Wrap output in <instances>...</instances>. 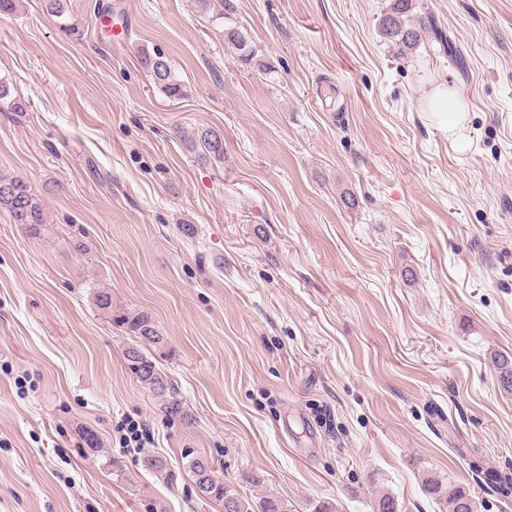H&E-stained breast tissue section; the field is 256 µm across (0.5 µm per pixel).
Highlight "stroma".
<instances>
[{"instance_id":"obj_1","label":"stroma","mask_w":512,"mask_h":512,"mask_svg":"<svg viewBox=\"0 0 512 512\" xmlns=\"http://www.w3.org/2000/svg\"><path fill=\"white\" fill-rule=\"evenodd\" d=\"M388 3L236 0L268 75L201 0L0 16V80L30 104L0 111V175L30 184L45 221L33 236L0 211V512H223L198 498L189 452L292 512H370L385 490L440 512L428 472L474 491L476 512H512L468 465L512 467L493 366L512 356V0H416L453 60L434 42L395 57ZM440 86L467 105L466 153L427 109ZM205 129L223 162L190 151ZM129 314L163 343L139 344ZM135 345L188 421L130 371ZM129 422L147 448L124 444ZM224 36L239 51L241 60L253 65L257 70L266 72L268 64L256 56V51L251 45V36L247 30L232 27L224 30ZM148 70L153 83L159 87L167 97L180 99L183 96L182 84L175 78L166 57L161 53L154 56L145 53L141 60Z\"/></svg>"}]
</instances>
